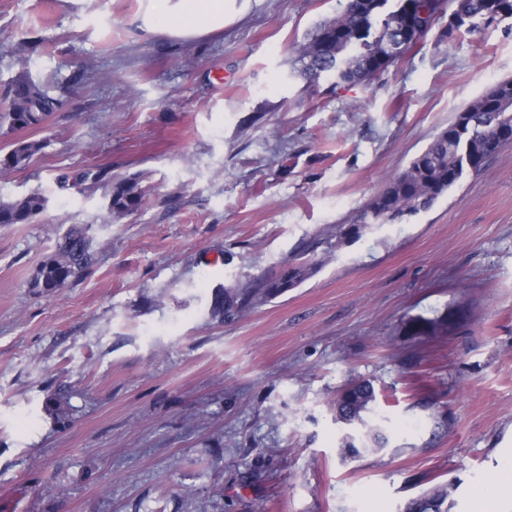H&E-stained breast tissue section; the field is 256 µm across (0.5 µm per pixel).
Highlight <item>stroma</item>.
<instances>
[{
	"label": "stroma",
	"mask_w": 512,
	"mask_h": 512,
	"mask_svg": "<svg viewBox=\"0 0 512 512\" xmlns=\"http://www.w3.org/2000/svg\"><path fill=\"white\" fill-rule=\"evenodd\" d=\"M345 0H251L222 34L159 39L139 0H0V101L26 46L63 106L0 133L43 148L0 172V512H403L451 484L448 512L512 462V147L428 211L336 227L473 99L512 78V22L440 20L369 84H307L295 51ZM96 66L80 78L84 63ZM135 176L117 217L87 174ZM93 266L32 281L71 225ZM310 276L236 318L224 289ZM448 316L447 336H414ZM368 379L387 445L344 456L333 403ZM64 404L66 417L56 406ZM46 199L30 194L14 203H0V224H27L44 211Z\"/></svg>",
	"instance_id": "obj_1"
}]
</instances>
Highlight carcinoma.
I'll use <instances>...</instances> for the list:
<instances>
[{
	"label": "carcinoma",
	"instance_id": "cac0c4a2",
	"mask_svg": "<svg viewBox=\"0 0 512 512\" xmlns=\"http://www.w3.org/2000/svg\"><path fill=\"white\" fill-rule=\"evenodd\" d=\"M387 3L388 0H346L343 11L320 23L297 49L294 67L311 83L323 75L331 77L336 89L369 83L412 49L409 45L397 56L388 52L404 41L401 13L406 6H411L418 19L419 29L410 36L416 42L446 15L441 0H397L396 8L385 13ZM465 3L468 18L454 22L457 29L464 26L472 32L500 18L512 17V0ZM60 105L45 83L33 77L26 60L5 98L0 121L13 130L37 128ZM509 146L512 147V79L499 82L460 111L404 171L387 180L382 192L365 205L353 223L337 225L336 239L341 243L358 238L372 224H396L430 209L460 181L467 167L477 171L489 156ZM41 148L38 141L15 144L0 155V172L25 168ZM106 195L109 212L124 216L147 204L149 190L134 177H114L106 184ZM45 206L46 199L36 193L14 203H0V224H27ZM94 259L87 230L73 225L42 264L33 286L50 292L90 268ZM308 274L307 266L294 265L265 280L239 282L224 289V304L216 308V313L226 318L236 316L249 306L296 287ZM413 328L417 336H446L448 316L420 318L413 322ZM376 398L369 380L349 383L336 394V422L353 428L343 437L344 451L351 457L387 443L384 434L371 429L366 433L368 440L355 444V432L366 426V416L373 411ZM448 496V485L438 484L411 499L404 512H448Z\"/></svg>",
	"mask_w": 512,
	"mask_h": 512
}]
</instances>
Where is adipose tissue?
<instances>
[{
    "label": "adipose tissue",
    "mask_w": 512,
    "mask_h": 512,
    "mask_svg": "<svg viewBox=\"0 0 512 512\" xmlns=\"http://www.w3.org/2000/svg\"><path fill=\"white\" fill-rule=\"evenodd\" d=\"M238 0H140L139 28L159 38L198 40L222 32L241 12Z\"/></svg>",
    "instance_id": "ef3b65f1"
}]
</instances>
